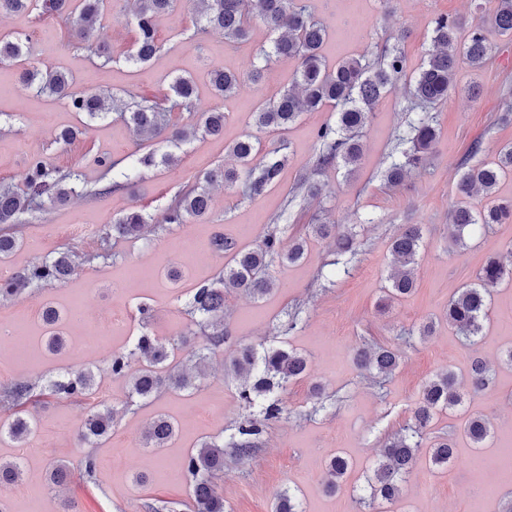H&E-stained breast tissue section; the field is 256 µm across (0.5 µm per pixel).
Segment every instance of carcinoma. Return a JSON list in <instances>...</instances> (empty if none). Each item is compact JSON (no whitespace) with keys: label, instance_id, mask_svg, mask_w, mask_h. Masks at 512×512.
Wrapping results in <instances>:
<instances>
[{"label":"carcinoma","instance_id":"obj_1","mask_svg":"<svg viewBox=\"0 0 512 512\" xmlns=\"http://www.w3.org/2000/svg\"><path fill=\"white\" fill-rule=\"evenodd\" d=\"M175 0H134L133 25L136 37L133 48L126 54L129 64L147 65L159 50L155 33V18L173 11ZM196 5L195 34L219 32L225 43L234 46L245 40L253 25H264L274 38L257 54L249 76L257 82L264 71L280 60L296 63L292 84L278 98L258 106L251 113L252 125L260 130L288 131L306 112H315L328 104L337 109V122L326 124L317 131L319 153L315 169H345L348 176L359 169L363 157L362 133L373 115L374 107L386 97L396 81L404 74L406 61L398 50L384 51L375 62L364 55L342 59L331 66L321 54L327 36L326 27L315 17L310 0H193ZM111 0H0V14L20 11L51 13L66 20L75 44L95 49V54L106 66L112 54L97 42L95 25L109 10ZM493 23L498 31L512 38V0H497ZM462 22L441 15L434 19L430 51L418 73L410 79V96L426 115L411 124L408 137L399 139L404 146L400 157L392 160L382 176L396 188L414 170L424 166L427 154L438 138L434 116L430 111L448 99L457 70L466 65L482 69L490 55V48L480 29L472 27L461 35ZM27 40L21 36L0 34V63L16 66L19 80L39 94L54 100H64L75 112L91 120L103 119L110 113L104 97L92 93H78L73 89V78L64 70H39L27 64ZM214 95L226 98L235 93L241 76L225 70L206 73ZM194 77H177L171 85V108L187 111L194 107L196 94ZM120 117L145 144H154L146 153L128 156L126 168L119 179L103 189L88 185L81 175L63 172L41 160L33 161L25 188L17 190L0 185V224H18L25 215L39 212L45 204H62L72 196L96 195L124 191L130 188L132 178L151 166L174 167L179 157L174 149L202 133L219 137L224 133V112L214 108L202 113L191 125L179 127L170 123L166 112L157 101L145 97L132 98L119 109ZM229 152L237 161L232 167H217L198 178L196 185L181 195L162 214L161 229L188 224L204 219L211 210V187L220 182L224 189L242 197H255L279 183L285 165V156L279 149L266 150L260 139L251 133L236 140ZM512 172V143L499 147L497 157L466 167L456 183L457 201L448 214L452 239L456 246H467L466 236L477 224L486 228L512 220V199L495 195L499 179ZM297 193L314 199L322 195L323 185L311 175L300 176ZM151 218L138 210H131L104 227L97 251L79 254L60 250L34 259L19 268L7 280L0 279V302L14 300L26 289L46 284L61 285L70 276L76 262L91 263L97 259L112 258L110 242L142 239ZM335 225L323 221L310 225V233L323 239L333 238L334 248L341 253H357L354 236H332ZM423 229L420 224H405L394 236L390 252L397 272L386 288V299L398 300L410 295L416 288L415 266L420 258ZM213 250L224 256V267L211 283L196 285L185 293V310L191 316L187 333L162 339L142 332L131 345L112 354L103 372L124 379L128 395L124 410L130 411L163 391H187L193 387L191 379L182 371L177 353H186L185 359L202 369L210 356L222 349L229 339L224 330V293L239 290L255 298L273 291L274 281L268 274L269 263L275 259L296 262L304 255V243L297 240L288 245L273 229L253 247H241L222 236L212 241ZM505 280L512 281V267L495 257L489 258L469 286L458 290L448 301L444 318L474 343L481 336L483 324L490 310L492 288ZM47 328V350L54 354L65 346L60 328L61 314L52 307L43 310ZM358 367L377 377L387 376L399 366L401 353L388 346H362L353 354ZM139 363L132 369V363ZM308 358L291 349L253 345H239L234 350L224 371L241 380L239 400L246 406H261L260 417L240 424L229 440L221 435L201 440L183 462V473L192 490L194 512H224V497L218 492V479L224 473V456L230 454L248 460L257 451L266 422L281 417L285 406L280 392L288 383L306 375ZM97 373L90 369H69L49 377L36 385L18 378L0 385V410L9 414V422H0V438L7 437L22 443L34 431L35 425L29 406L38 404L37 391H46L58 400H82L94 391ZM492 381L489 363L476 358L469 373V386L475 392L490 388ZM464 404L461 387L455 373L448 369L437 373L422 386L418 400L411 410L410 423L403 431L386 439L368 481V496L360 498L363 509H372L380 502L398 498L401 484L412 474L421 455L429 457L436 469H446L455 455L454 442L446 436L435 437L424 443L435 415L454 410ZM118 410L107 405L92 408L80 433L81 442L95 447L107 438ZM466 436L476 448L484 447L491 433L490 423L481 416L467 419ZM176 434V424L166 416L157 417L144 432L147 448H165ZM346 458L331 457L325 484L336 490L347 472ZM24 463L20 460L0 461V486L20 481ZM72 482V473L62 461L52 464L48 486H64ZM273 512H301L295 496L282 491L276 498Z\"/></svg>","mask_w":512,"mask_h":512}]
</instances>
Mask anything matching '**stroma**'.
<instances>
[{
    "label": "stroma",
    "mask_w": 512,
    "mask_h": 512,
    "mask_svg": "<svg viewBox=\"0 0 512 512\" xmlns=\"http://www.w3.org/2000/svg\"><path fill=\"white\" fill-rule=\"evenodd\" d=\"M311 4L329 32L323 54L332 63L346 56L375 55L388 44L399 47L407 72H414L425 59L432 21L440 14L481 26L491 59L482 70H458L453 90L434 110L438 141L424 168L412 171L403 187L386 188L380 179L390 153L417 117L401 80L376 107L364 130L358 173L348 177L330 168L318 174L325 187L321 200L291 203L287 196L313 164L318 152L316 131L336 121L331 106L304 114L286 135L259 132L264 148L282 149L288 158L278 187L251 199L219 192L207 219L149 233L144 241L115 243L117 256L111 262L79 265L64 284L30 288L22 297L0 305V328H16L33 349L31 362L20 364L9 339L0 337V381L21 377L38 381L70 367L101 372L88 404L46 400L36 407L37 430L29 439L20 444L0 439V460L25 461L21 481L5 490L12 512H56L57 498L48 492L46 478L49 465L58 460L65 461L75 475L64 495L76 499L82 512H142L143 503L156 499L168 501L171 512H189L181 473L185 456L205 437L231 435L250 415L238 399V381L224 373L225 352L212 356L208 374L197 388L169 391L143 403L121 416L109 438L92 449L78 439L90 406L118 407L127 397L126 381L104 374L103 369L114 352L125 349L130 337L138 335L139 303L154 310L150 329L155 336L165 339L186 329L189 318L182 311L180 295L212 281L224 265L223 257L210 246L216 235L252 246L275 228L288 241L305 236L316 214L328 218L337 232L356 233L355 257L338 256L328 241L308 238L300 261L271 263L272 293L260 300L236 292L224 297V327L231 344L293 348L309 360L306 376L283 392L285 411L266 428L258 453L244 462L225 457L219 480L224 512H272L276 495L286 489L297 496L303 512H361L358 497L367 487L379 450L388 436L407 424L423 383L448 368L459 381H467L476 356L493 364L491 390L468 393L462 408L439 414L435 424L436 431L455 438V461L447 469L434 470L426 460H419L401 497L381 509L507 512L512 507V483L499 484L492 498L484 497L487 477L474 468L476 451L463 433L465 420L480 415L492 423L486 450L512 442V367L498 361L501 352L512 346V283L494 288L490 316L475 346L464 345L442 320L449 298L473 282L490 255L512 252V223L475 227L463 250L448 232L455 184L470 148L480 145V158L489 159L500 145L512 142V120L502 119L512 102V65L504 57L512 52V40L501 36L489 21L496 0H311ZM131 10L128 0H112V10L101 22V43L113 56L105 67L97 66L89 51L75 48L63 23L50 14L10 15L0 20V33L26 35L30 64L42 70H66L81 93L123 100L133 93L153 96L166 92L174 77L195 76L194 112L221 108L224 135L182 144L176 167L144 172L135 190L77 196L13 225L11 232L20 246L0 262V279L60 249L96 250L99 231L128 210L161 217L174 196L202 172L231 164L229 146L250 131L254 106L273 99L290 84L296 67L292 61L272 65L261 81L248 76L259 49L272 39L263 25L254 26L248 42L233 47L216 32L194 38L192 0H177L173 13L156 19L161 49L149 64L133 68L125 60L135 36L127 21ZM210 70L240 73L237 93L215 98L205 80ZM474 85L480 88L476 98L469 93ZM78 120L67 104L23 88L16 81L15 67L0 64V182L24 187L29 164L38 157L61 170L79 171L95 184L104 173L101 157L118 160L135 150V136L115 113L91 123L80 142L56 143V133ZM405 224L425 228L416 288L405 300L387 303L383 297L391 269L389 245ZM172 268L183 275L176 286L166 276ZM48 305L63 317L67 347L58 355L45 349L42 312ZM293 311L299 320L289 331L285 325ZM432 319L439 323L436 332L421 338L419 326ZM365 341L401 351L399 367L384 383L373 381L350 358ZM315 384L323 389L318 399L311 395ZM161 415L174 418L178 434L167 448L153 453L142 447V432ZM89 454L97 461V473L95 481L86 485L80 475ZM336 454L346 457L350 468L330 494L323 479ZM142 472L147 482L139 481Z\"/></svg>",
    "instance_id": "35a3bbf8"
}]
</instances>
